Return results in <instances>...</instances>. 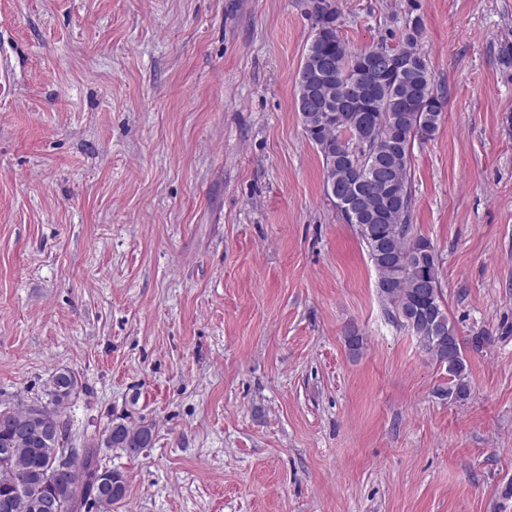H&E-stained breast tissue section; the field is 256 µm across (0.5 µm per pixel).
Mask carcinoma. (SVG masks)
I'll return each instance as SVG.
<instances>
[{
  "label": "carcinoma",
  "instance_id": "1",
  "mask_svg": "<svg viewBox=\"0 0 512 512\" xmlns=\"http://www.w3.org/2000/svg\"><path fill=\"white\" fill-rule=\"evenodd\" d=\"M320 2L319 9L309 12L312 33L296 78L297 92L308 96V111L301 112L303 127L313 133L311 141L323 157L326 180L336 179V186L350 189L356 200L367 196L364 187L379 167H393L390 188L384 194L387 206L380 217L357 206L342 219L358 228L368 248L379 273L380 297L395 308L402 325L418 338L425 353L446 368L448 397L464 402L470 396V384L463 340L444 308L438 256L432 242L415 233L408 223L414 142L432 139L443 118L442 100L433 89V73L419 49L421 21L417 17L409 20L393 46L378 43L352 51L340 35L335 0ZM375 49L396 55L395 69L382 79L377 94L351 98L342 110L343 121L318 125L319 108L326 100L328 86L308 82L315 64H329L335 75L350 82H363L367 80L365 56ZM47 392L44 406L63 431L61 440L50 435L33 444L15 436L14 429L28 406L0 409V497L7 489L17 491L14 512H41L36 503L50 491L46 480L56 479L84 488L79 503L64 498L58 502L57 512H83L89 504L96 505L99 512H111L112 505L125 497L127 481L122 471L109 468L99 477L107 485V498L101 501L92 493L94 474L100 466L93 455L99 446L98 436L83 435L84 455L75 459L67 471L59 469L54 452L75 441L62 409L79 393L76 375L64 369L54 372ZM110 425L120 436L117 449L143 448L145 437L153 441V427L149 424L132 426L112 421Z\"/></svg>",
  "mask_w": 512,
  "mask_h": 512
}]
</instances>
